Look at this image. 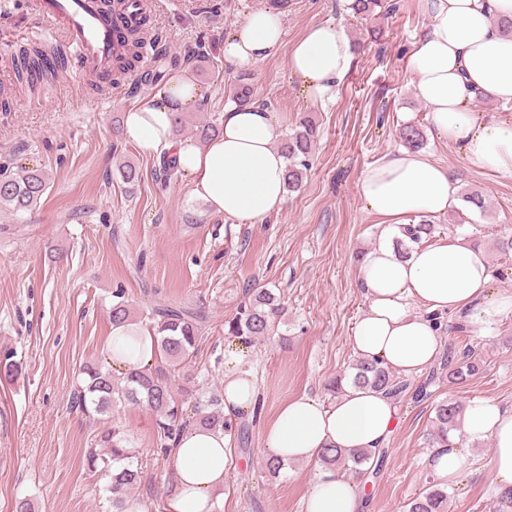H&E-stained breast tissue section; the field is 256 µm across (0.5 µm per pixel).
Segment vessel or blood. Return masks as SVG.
Returning a JSON list of instances; mask_svg holds the SVG:
<instances>
[{"mask_svg": "<svg viewBox=\"0 0 512 512\" xmlns=\"http://www.w3.org/2000/svg\"><path fill=\"white\" fill-rule=\"evenodd\" d=\"M30 8L41 24L59 32L73 71L108 88L113 61L127 51L126 32L157 13L159 0H117L110 9L103 0H31Z\"/></svg>", "mask_w": 512, "mask_h": 512, "instance_id": "1", "label": "vessel or blood"}]
</instances>
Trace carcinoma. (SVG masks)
<instances>
[{"mask_svg": "<svg viewBox=\"0 0 512 512\" xmlns=\"http://www.w3.org/2000/svg\"><path fill=\"white\" fill-rule=\"evenodd\" d=\"M350 9L364 20L385 16L392 10L387 0H352ZM142 37L133 33L125 56L114 63V70L124 71L132 66V61L140 57ZM17 80L30 81L31 76L43 71V59L39 51H23L14 58ZM230 99L236 104L253 101V90L249 83L240 80L230 89ZM219 124L216 121L202 122L192 130L195 139L206 142L216 135ZM399 137L405 145L417 149L424 144L423 132L410 124L402 127ZM316 138V123L306 117L300 126L281 139L278 149L287 160L285 187L293 192L303 181ZM50 187L48 174L41 169L26 167L0 178V209L21 215L34 210L47 195ZM404 238L396 241V246L406 248L405 241L413 243L430 237L435 232L431 220L422 219L416 224L401 228ZM285 316V307L274 294L263 288L252 291L247 301L240 305L236 313L227 321V335L234 338L250 339L269 335L275 325ZM112 326L119 327L135 323L132 308L121 291L113 292L109 311ZM204 316L189 308L157 306L149 315V325L156 342L161 364L144 369H135L122 374L121 379L113 377L112 370L95 363L83 368L85 385L76 395L77 407L91 408L97 413H105L116 404L144 405L155 414L156 425L167 446L164 453L171 452L168 443L188 427L205 426L223 428L232 432L233 425L224 422L221 397L212 395L207 399H195L191 407L188 401L177 400L172 393L169 374L184 364L192 356L200 339ZM352 383L360 388L381 391L393 399L406 392L407 383L390 369L376 361L359 359L353 367ZM479 370V361L469 350L448 364V376L465 381ZM464 412V405L448 399L434 406V420L428 445L448 444L450 433L457 430ZM101 448H91L86 452L89 469L101 472L106 478V491L112 502V512H125L126 500L132 488L140 480L134 468V451L128 436L114 428L100 436ZM385 456V450H357L347 452L340 448H325L319 456L325 467L356 473H374ZM405 512H448V490L435 482L429 485L405 505Z\"/></svg>", "mask_w": 512, "mask_h": 512, "instance_id": "carcinoma-1", "label": "carcinoma"}]
</instances>
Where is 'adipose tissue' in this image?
<instances>
[{"label":"adipose tissue","instance_id":"adipose-tissue-1","mask_svg":"<svg viewBox=\"0 0 512 512\" xmlns=\"http://www.w3.org/2000/svg\"><path fill=\"white\" fill-rule=\"evenodd\" d=\"M429 30L408 57L410 83L431 108V122L460 145L479 170L512 175V119H480L476 97L512 104V35L499 23L512 19V0H423ZM281 17L270 9L247 14L224 39V58L246 69L269 58L283 43ZM355 56L351 39L336 24L310 25L291 47L288 69L314 102L334 99ZM206 96L186 70L171 74L147 105L127 109L120 134L147 155L175 159L196 196L217 214L259 224L285 200L286 159L276 146L282 122L251 102L225 108L220 132L207 143L175 135L173 117L200 106ZM359 195L384 224L382 241L360 261L357 286L366 304L350 338L358 357L375 360L401 376L419 373L440 352L441 321L463 315L486 330L512 314V292L485 300L492 279L482 252L452 235L410 245L394 239L418 216L444 215L456 202L446 167L415 150L385 153L363 172ZM110 364L116 373L151 365L154 336L142 326L112 331ZM224 416L236 420L256 410L258 382L246 349L224 356ZM397 409L384 393L348 388L331 405L307 396L283 404L265 424L262 442L281 461H316L321 449L381 447L396 425ZM475 441L491 439L496 487L512 496V409L485 397L471 399L463 420ZM229 437L219 429L186 430L172 450L175 492L170 512H214L224 494ZM467 449L456 442L433 449L428 467L440 484L455 482L468 467ZM362 493L336 470L323 469L305 501V512H359Z\"/></svg>","mask_w":512,"mask_h":512}]
</instances>
